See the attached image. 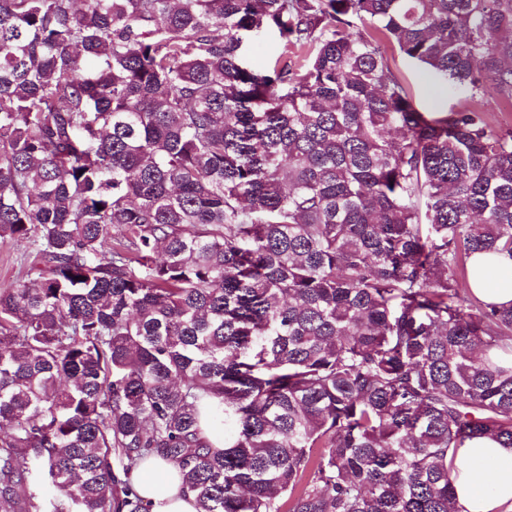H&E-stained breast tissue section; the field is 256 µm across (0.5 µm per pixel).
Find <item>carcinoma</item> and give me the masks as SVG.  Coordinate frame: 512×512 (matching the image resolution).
I'll list each match as a JSON object with an SVG mask.
<instances>
[{
    "instance_id": "cac0c4a2",
    "label": "carcinoma",
    "mask_w": 512,
    "mask_h": 512,
    "mask_svg": "<svg viewBox=\"0 0 512 512\" xmlns=\"http://www.w3.org/2000/svg\"><path fill=\"white\" fill-rule=\"evenodd\" d=\"M383 39L512 97V0H0V506L145 512L156 456L196 512H456L448 453L512 447V306L457 279L512 132ZM281 52L279 43L269 36L249 38L245 45L248 62L257 68L273 66ZM391 70L407 85L415 107L421 112H445L461 105L481 109L486 123L496 131H512V102L501 98L487 86L474 102L446 94L420 66L411 62L393 44H385ZM26 242L6 241L0 243V285L7 286L18 281L32 282L35 271L30 270L26 261Z\"/></svg>"
}]
</instances>
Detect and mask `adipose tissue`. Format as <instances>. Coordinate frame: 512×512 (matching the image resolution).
<instances>
[{
    "label": "adipose tissue",
    "instance_id": "obj_1",
    "mask_svg": "<svg viewBox=\"0 0 512 512\" xmlns=\"http://www.w3.org/2000/svg\"><path fill=\"white\" fill-rule=\"evenodd\" d=\"M468 268L473 294L487 303L512 305L511 256L476 253ZM454 463L458 471L454 483L457 512H512V448L488 437H476L457 449ZM131 482L147 512H196L181 475L158 459L142 462L133 471Z\"/></svg>",
    "mask_w": 512,
    "mask_h": 512
}]
</instances>
